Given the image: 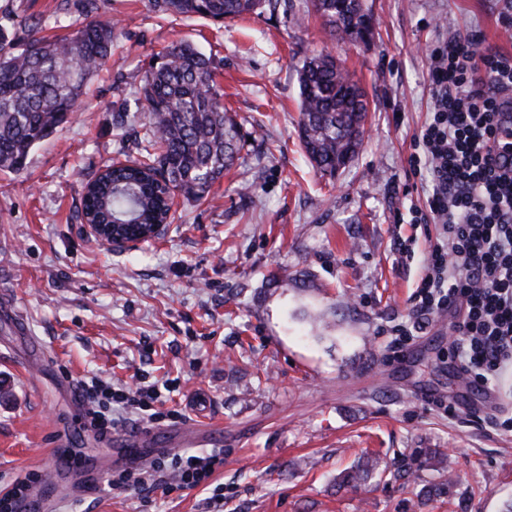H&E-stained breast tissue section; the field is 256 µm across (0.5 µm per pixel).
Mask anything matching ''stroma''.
Returning a JSON list of instances; mask_svg holds the SVG:
<instances>
[{
  "mask_svg": "<svg viewBox=\"0 0 512 512\" xmlns=\"http://www.w3.org/2000/svg\"><path fill=\"white\" fill-rule=\"evenodd\" d=\"M84 0H0V25L75 22ZM373 36L331 35L309 0H272L234 20L167 17L149 0H97L112 22V66L72 119L0 172V490L28 468L62 498L42 512H501L512 499V372L459 374L452 317L411 325L425 232L397 223L424 205L428 176L411 170L413 137L432 103L425 52L446 34L476 36L512 56L504 0H365ZM210 56L224 105L241 128L234 166L198 203L175 198L158 238L113 249L76 219L85 182L136 157L147 122L138 100L154 56L181 41ZM336 58L368 101L354 159L329 176L298 137V71L313 53ZM130 103L124 130L113 111ZM42 366L23 356L27 338ZM96 375L121 385L172 383L184 421L203 429L201 454L224 451L209 486L113 492L97 458L113 437L82 426L70 388ZM82 468L61 471L60 449ZM436 449L415 467L410 454ZM364 453L389 464L361 490L337 475ZM457 477L452 494L422 490Z\"/></svg>",
  "mask_w": 512,
  "mask_h": 512,
  "instance_id": "stroma-1",
  "label": "stroma"
}]
</instances>
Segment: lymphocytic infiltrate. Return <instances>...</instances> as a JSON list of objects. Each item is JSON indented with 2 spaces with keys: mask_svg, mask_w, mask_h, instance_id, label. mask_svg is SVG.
<instances>
[{
  "mask_svg": "<svg viewBox=\"0 0 512 512\" xmlns=\"http://www.w3.org/2000/svg\"><path fill=\"white\" fill-rule=\"evenodd\" d=\"M433 106L414 137L410 167L426 166L431 188L411 221L437 227L413 307L415 331L430 317L453 315L451 344L460 373L512 368V158L492 154L502 107L512 98V57L451 35L426 55ZM76 396L89 428L108 435L125 413L159 419L153 386H116L93 376ZM224 466V451L164 454L110 476L115 489L144 487L170 494L207 483Z\"/></svg>",
  "mask_w": 512,
  "mask_h": 512,
  "instance_id": "f902f5d3",
  "label": "lymphocytic infiltrate"
}]
</instances>
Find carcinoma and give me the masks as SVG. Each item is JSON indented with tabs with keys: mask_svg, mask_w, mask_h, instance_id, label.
<instances>
[{
	"mask_svg": "<svg viewBox=\"0 0 512 512\" xmlns=\"http://www.w3.org/2000/svg\"><path fill=\"white\" fill-rule=\"evenodd\" d=\"M266 0H152L170 16L224 21L254 13ZM330 31L355 42L370 29L364 0H311ZM96 0H85L84 18L69 37L42 36L49 21L34 17L20 41L0 26V171L18 172L28 153L66 123L88 79L112 56V24L95 16ZM299 132L314 166L333 175L356 152L364 132L367 100L350 73L325 54L306 60L299 75ZM142 93L149 111L136 159L116 163L107 181L87 182L77 218L125 226L165 224L174 197L202 200L224 176L240 149L237 124L224 110L210 58L188 41L155 56L145 71ZM384 471L366 458L339 477L359 489Z\"/></svg>",
	"mask_w": 512,
	"mask_h": 512,
	"instance_id": "carcinoma-1",
	"label": "carcinoma"
}]
</instances>
